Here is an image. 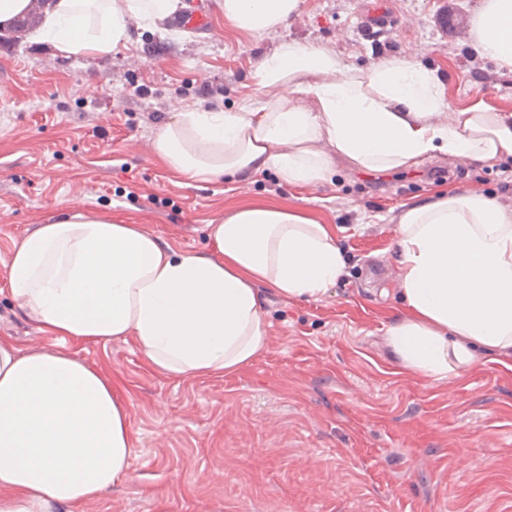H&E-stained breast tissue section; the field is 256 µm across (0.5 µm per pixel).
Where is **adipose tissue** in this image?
I'll return each mask as SVG.
<instances>
[{
	"mask_svg": "<svg viewBox=\"0 0 512 512\" xmlns=\"http://www.w3.org/2000/svg\"><path fill=\"white\" fill-rule=\"evenodd\" d=\"M183 0H54L37 30L68 56L109 55L130 22L157 29ZM247 35L276 31L302 0H222ZM482 55L512 69V0H485L473 26ZM257 106L176 113L153 140L166 167L194 181L271 169L291 186L330 180L337 163L405 170L443 154L485 163L512 154V113L474 104L445 114L433 70L411 60L355 67L281 40L257 63ZM214 253L178 251L137 224L70 211L14 245L9 292L53 350L0 337V512H47L104 497L128 474L129 408L68 342L132 341L144 362L184 381L251 365L269 336L262 288L324 296L346 257L331 225L257 199L211 227ZM402 316L388 329L398 367L462 377L488 355L512 357V208L480 194L406 206L396 242Z\"/></svg>",
	"mask_w": 512,
	"mask_h": 512,
	"instance_id": "obj_1",
	"label": "adipose tissue"
}]
</instances>
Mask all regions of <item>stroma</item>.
Segmentation results:
<instances>
[{"mask_svg":"<svg viewBox=\"0 0 512 512\" xmlns=\"http://www.w3.org/2000/svg\"><path fill=\"white\" fill-rule=\"evenodd\" d=\"M203 1L210 35L178 20L169 31L134 22L104 57L63 56L27 28L0 31V336L57 347L14 304L7 268L16 241L74 208L205 253L211 224L264 198L335 225L347 273L308 302L264 289L268 348L224 378L167 379L129 341L73 345L128 399L134 454L108 495L50 512H512V360L434 382L400 373L386 342L401 314L403 207L448 191L512 207L502 172L512 156L461 168L438 155L376 174L341 166L328 183L297 187L271 170L190 182L152 151L174 113L271 97L252 72L284 38L360 67L417 59L440 73L450 111L480 100L512 113V70L471 38L485 0H303L285 28L258 36L225 24L218 0H188ZM375 14L391 26L365 31ZM141 84L145 105L131 96ZM148 194L169 203L139 204Z\"/></svg>","mask_w":512,"mask_h":512,"instance_id":"obj_1","label":"stroma"}]
</instances>
